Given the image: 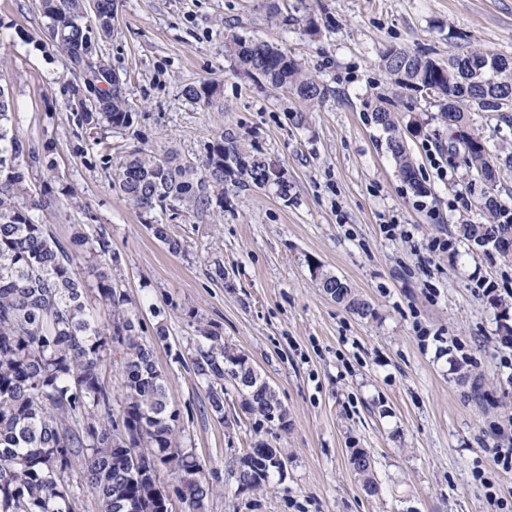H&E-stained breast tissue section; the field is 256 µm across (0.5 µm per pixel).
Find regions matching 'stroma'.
<instances>
[{"mask_svg":"<svg viewBox=\"0 0 512 512\" xmlns=\"http://www.w3.org/2000/svg\"><path fill=\"white\" fill-rule=\"evenodd\" d=\"M275 39L327 90L319 103L255 85L224 49L229 35ZM135 122L102 127L94 145L72 103L83 75L49 35L39 0H0V85L34 195L35 219L61 242L75 225L105 232L121 256L108 276L155 344L187 447L222 492L205 512H503L512 469L490 464L512 448V262L472 249L456 226L479 221L482 185L454 162L433 99L396 88L380 64L388 49L439 60L482 51L512 58V0H114L100 40ZM215 83L220 103L191 106L184 90ZM387 107L426 187L397 175ZM307 112L304 126L289 112ZM231 130L277 160L291 186H227L205 218L167 223L169 252L112 187L128 151L204 155ZM395 220L394 233L384 223ZM449 252L429 254V239ZM225 276L213 278V262ZM335 273L373 307L362 318L327 298L315 267ZM249 356L288 411L287 429L246 415L235 390L223 416L192 369L200 328ZM165 329L166 341L156 339ZM281 448L286 477L242 491L227 467L254 439ZM372 459L376 492L352 471Z\"/></svg>","mask_w":512,"mask_h":512,"instance_id":"stroma-1","label":"stroma"}]
</instances>
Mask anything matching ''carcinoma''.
<instances>
[{
    "mask_svg": "<svg viewBox=\"0 0 512 512\" xmlns=\"http://www.w3.org/2000/svg\"><path fill=\"white\" fill-rule=\"evenodd\" d=\"M44 16L70 62L97 82L112 84V72L95 59L91 31L80 27L82 0H44ZM98 32L112 28L113 0H97ZM241 69L259 85L295 95L308 105L325 95L318 79L288 51L270 41L235 36L225 44ZM487 62L476 80L467 63ZM382 66L399 88L413 85L428 90L439 106L440 120L456 123L449 137L462 149L466 166L482 170L484 184L494 187L500 166L512 167V151L492 154L471 128L470 113L496 110L497 100L512 91V59L474 51L450 54L443 62L417 51L390 50ZM186 99L211 107L218 102V86H189ZM81 118L93 131L105 123L115 130L132 128L131 105L119 88L104 89L94 104L78 100ZM10 102H0V512H71L70 499L91 494L101 512H171L170 493L201 512L220 486L210 482L193 451L184 446L180 412L170 403L165 380L153 355L152 343L139 336L129 316V299L100 273L99 302L112 317L107 326L96 321L84 302V283L74 269L71 249L61 243L32 212L46 205L33 198L27 206L15 198L29 193L28 172L19 163L22 142L9 134ZM374 120L391 132L388 147L398 174L411 190L422 194L420 181L404 141L395 135L392 113L379 109ZM268 158L246 148L232 131L213 135L203 157L188 158L175 149L162 154L136 148L112 170V187L132 207L171 218L182 211L205 216L224 205L227 182L269 188L288 200V177L266 186ZM485 221L456 225L458 236L472 246H492L512 261V214L489 196ZM154 236L177 254L181 245L167 234L166 224L151 225ZM71 243L86 247L101 265L120 263L112 240L104 233L76 231ZM317 287L334 293V301L362 318L372 315L371 304L350 284L330 272L316 274ZM191 356L195 375L206 385L211 411L224 418V395L231 386L242 398L248 415L270 423L280 405L275 389L262 378L241 351L224 345L220 336L199 330ZM123 350L119 369L124 391L119 416H114L112 393L101 381L102 367L112 348ZM135 429L139 439L128 445L123 430ZM173 474V491L161 490L154 477L155 462ZM80 478L73 479L76 463ZM350 465L369 492L377 491L372 460L354 450ZM276 470L258 466L248 475L230 471L235 480L250 478L263 489Z\"/></svg>",
    "mask_w": 512,
    "mask_h": 512,
    "instance_id": "obj_1",
    "label": "carcinoma"
}]
</instances>
